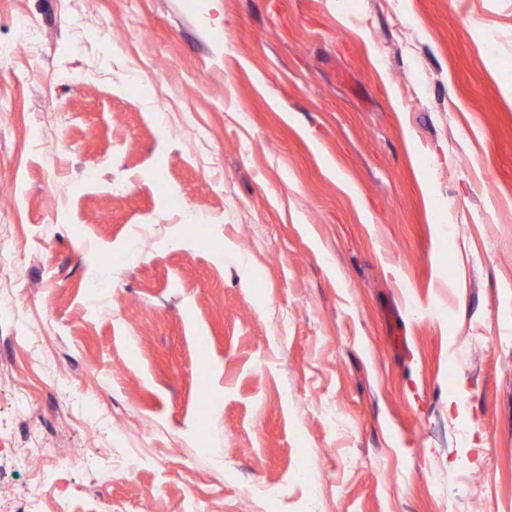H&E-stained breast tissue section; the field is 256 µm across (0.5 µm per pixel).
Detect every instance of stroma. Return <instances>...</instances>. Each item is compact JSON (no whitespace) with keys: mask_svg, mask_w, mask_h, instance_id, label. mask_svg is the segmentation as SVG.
<instances>
[{"mask_svg":"<svg viewBox=\"0 0 512 512\" xmlns=\"http://www.w3.org/2000/svg\"><path fill=\"white\" fill-rule=\"evenodd\" d=\"M20 15L0 502L36 438L68 512H512V0ZM32 455H38L42 457L47 456L51 458L53 462L55 459L60 457L62 459L61 466H66L68 464L79 462L84 459L83 450L80 448H74L71 450V452H67L66 450L58 452V450L55 448H27L24 454L20 457L21 463L23 465H27L29 461L32 462Z\"/></svg>","mask_w":512,"mask_h":512,"instance_id":"obj_1","label":"stroma"}]
</instances>
